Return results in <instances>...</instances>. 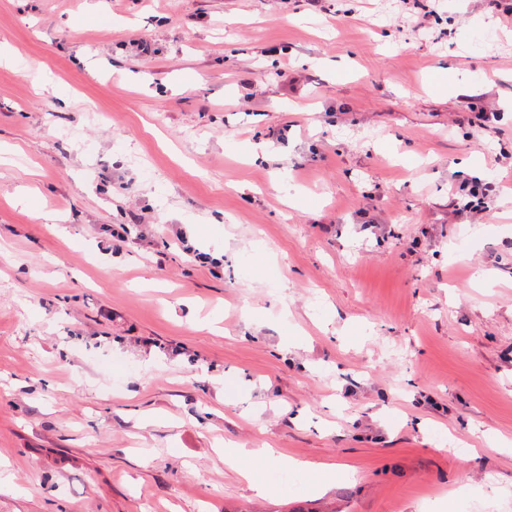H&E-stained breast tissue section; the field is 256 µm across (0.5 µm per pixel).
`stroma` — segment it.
Returning a JSON list of instances; mask_svg holds the SVG:
<instances>
[{"label":"stroma","instance_id":"obj_1","mask_svg":"<svg viewBox=\"0 0 512 512\" xmlns=\"http://www.w3.org/2000/svg\"><path fill=\"white\" fill-rule=\"evenodd\" d=\"M464 505L512 512V0H0V512ZM243 458L253 459L267 463L276 459L273 448H226L224 451V462L236 464Z\"/></svg>","mask_w":512,"mask_h":512}]
</instances>
